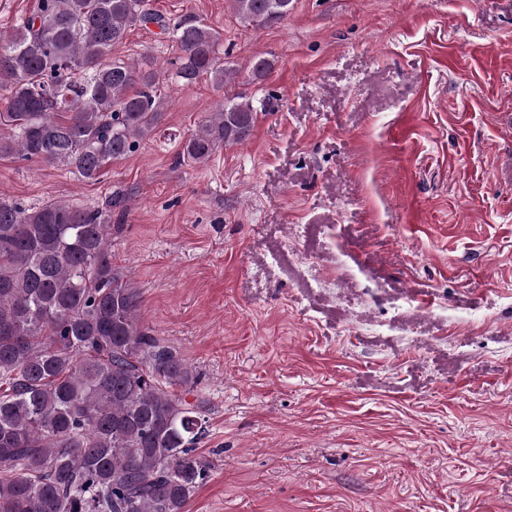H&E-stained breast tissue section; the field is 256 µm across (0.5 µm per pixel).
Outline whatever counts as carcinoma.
Wrapping results in <instances>:
<instances>
[{
    "mask_svg": "<svg viewBox=\"0 0 512 512\" xmlns=\"http://www.w3.org/2000/svg\"><path fill=\"white\" fill-rule=\"evenodd\" d=\"M253 28L294 0H230ZM157 25L179 55L171 79L238 71L220 62L222 35L196 14L170 19L149 0H38L0 50V154L69 168L86 180L138 151L168 100L149 58L111 57L136 26ZM275 60L248 65L255 81ZM257 108L227 101L187 138L201 164L246 141ZM128 211L115 194L95 209L0 197V512H183L211 465L196 454L208 402L193 368L140 322L141 296L112 265ZM193 396L188 401L187 396Z\"/></svg>",
    "mask_w": 512,
    "mask_h": 512,
    "instance_id": "carcinoma-1",
    "label": "carcinoma"
}]
</instances>
